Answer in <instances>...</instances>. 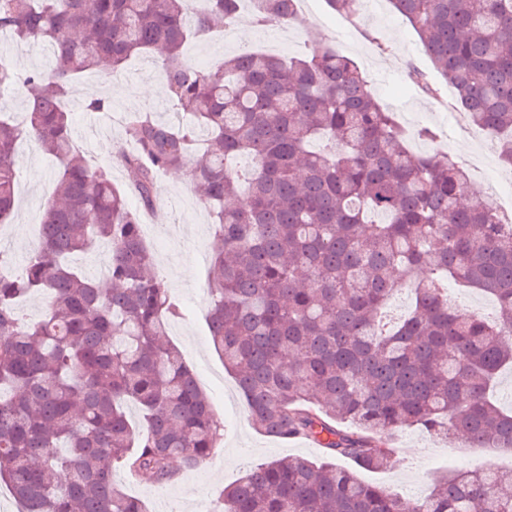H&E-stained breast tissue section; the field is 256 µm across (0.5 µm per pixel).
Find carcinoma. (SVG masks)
I'll return each mask as SVG.
<instances>
[{
    "label": "carcinoma",
    "instance_id": "1",
    "mask_svg": "<svg viewBox=\"0 0 512 512\" xmlns=\"http://www.w3.org/2000/svg\"><path fill=\"white\" fill-rule=\"evenodd\" d=\"M246 1L258 24L298 23L299 0H206L202 12L196 0H0V36L54 55L22 78L0 58V88L19 84L28 101L20 122L0 113V226L15 212L18 140L62 160L37 250L21 272L0 271V486L20 512H146L115 465L164 485L173 459L192 469L224 436L167 339L179 311L139 214L110 167L88 162L65 108L79 75L144 53L190 121L130 114L128 180L150 209L158 176L193 162L213 216V346L258 432L324 451L319 462L249 468L218 512H512V469L460 470L414 499L336 464L384 470L393 438L414 425L512 447V415L490 400L512 366V223L485 198L463 203L469 175L448 157L410 152L395 113L331 45L188 62L184 46L235 23ZM326 2L351 18L361 0ZM389 2L512 168V0ZM102 242L111 254L101 282L72 258ZM401 276L414 300L394 322L385 307ZM450 279L492 298L497 313L448 306ZM33 293L48 306L30 323L18 302Z\"/></svg>",
    "mask_w": 512,
    "mask_h": 512
}]
</instances>
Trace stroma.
Here are the masks:
<instances>
[{
    "label": "stroma",
    "mask_w": 512,
    "mask_h": 512,
    "mask_svg": "<svg viewBox=\"0 0 512 512\" xmlns=\"http://www.w3.org/2000/svg\"><path fill=\"white\" fill-rule=\"evenodd\" d=\"M299 18L298 24L288 28L261 26L250 11H243L224 31L190 42L186 57L204 67L242 50L294 57L315 41L334 45L356 62L379 103L396 113L412 152L444 155L449 163L468 170L473 195H506L512 175L500 161L492 137L481 129L461 130L452 87L433 68L417 34L389 0H361L353 18L336 14L326 0H302ZM413 68L438 87L437 95L426 94L408 80ZM95 98L109 101L111 109L94 121L85 104ZM67 106L77 143L94 162L110 165L112 180L119 186L125 183V173L116 160L130 148L125 117L133 111L149 112L167 121L175 117L157 64L149 55L132 58L116 73L82 75L72 85ZM423 127L436 130L438 140L417 138V130ZM15 164L17 207L10 224L0 228V250L19 269L39 238L43 210L53 194L61 162L28 140L19 145ZM157 206L161 221L143 222L142 233L179 305V315L168 323L169 339L194 368L215 417L224 425V440L199 466L178 470L176 478L165 485L132 476L120 467L115 476L130 495L142 500L148 512H213L224 487L251 466L288 455L313 460L323 451L309 441L292 445L255 431L231 374L214 351L207 326V285L212 268L203 260L210 252L213 219L194 189L190 168L160 176ZM394 446L393 462L387 470H364L360 476L406 496L429 492L435 476L444 472L489 463L504 468L512 463L505 453L474 448L460 438L449 442L416 426L403 429Z\"/></svg>",
    "instance_id": "stroma-1"
}]
</instances>
